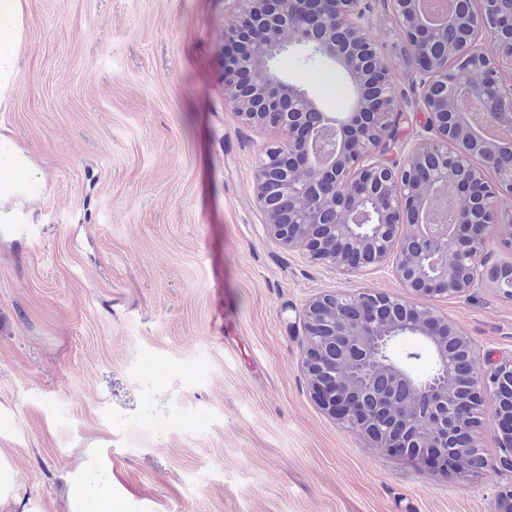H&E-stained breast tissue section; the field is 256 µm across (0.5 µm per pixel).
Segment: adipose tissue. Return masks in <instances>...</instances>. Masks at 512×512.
I'll return each instance as SVG.
<instances>
[{"label": "adipose tissue", "instance_id": "ef3b65f1", "mask_svg": "<svg viewBox=\"0 0 512 512\" xmlns=\"http://www.w3.org/2000/svg\"><path fill=\"white\" fill-rule=\"evenodd\" d=\"M25 0H0V112L9 111L18 67L28 42ZM43 178L30 156L0 132V224L30 223L42 196ZM66 512H112V472L84 466L78 488L69 492Z\"/></svg>", "mask_w": 512, "mask_h": 512}]
</instances>
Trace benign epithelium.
<instances>
[{"instance_id": "7a95c632", "label": "benign epithelium", "mask_w": 512, "mask_h": 512, "mask_svg": "<svg viewBox=\"0 0 512 512\" xmlns=\"http://www.w3.org/2000/svg\"><path fill=\"white\" fill-rule=\"evenodd\" d=\"M224 32V102L242 122L281 129L267 143L253 192L269 236L351 276L384 264L403 293L360 288L316 296L299 325L312 399L337 423L418 466L459 476L482 469V407L495 401L498 462L512 470V354H479L460 327L420 299H458L491 283L512 297V263L486 251L497 231L512 247V0H464L443 23L419 0H385L410 51L426 135L400 166L387 153L404 112L392 63L365 21L363 0H233ZM454 31L461 39L447 40ZM292 50L336 67L350 86L344 112L324 110L274 64ZM448 224L430 213L441 193ZM457 341L426 380L392 361L391 344ZM422 391L402 398L401 387Z\"/></svg>"}]
</instances>
